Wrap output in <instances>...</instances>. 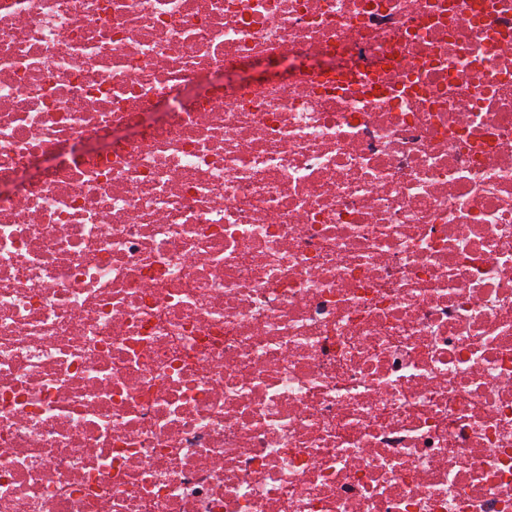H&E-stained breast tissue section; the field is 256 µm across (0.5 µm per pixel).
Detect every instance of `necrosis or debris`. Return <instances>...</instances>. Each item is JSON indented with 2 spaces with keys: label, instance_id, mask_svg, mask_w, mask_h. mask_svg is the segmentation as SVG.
<instances>
[{
  "label": "necrosis or debris",
  "instance_id": "obj_1",
  "mask_svg": "<svg viewBox=\"0 0 512 512\" xmlns=\"http://www.w3.org/2000/svg\"><path fill=\"white\" fill-rule=\"evenodd\" d=\"M0 512H512V0H0Z\"/></svg>",
  "mask_w": 512,
  "mask_h": 512
}]
</instances>
